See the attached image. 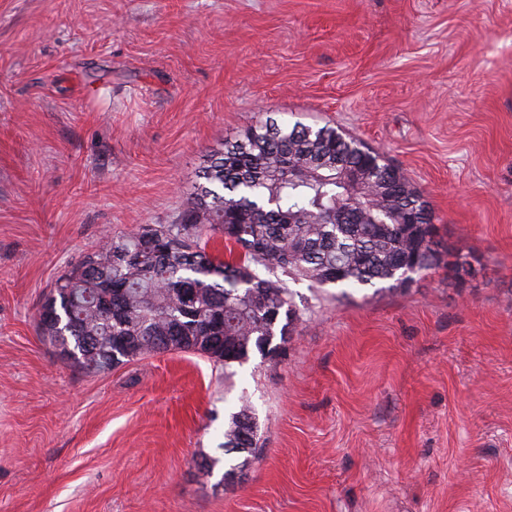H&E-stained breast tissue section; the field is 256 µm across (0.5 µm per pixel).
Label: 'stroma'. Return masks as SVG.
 <instances>
[{
  "instance_id": "1",
  "label": "stroma",
  "mask_w": 512,
  "mask_h": 512,
  "mask_svg": "<svg viewBox=\"0 0 512 512\" xmlns=\"http://www.w3.org/2000/svg\"><path fill=\"white\" fill-rule=\"evenodd\" d=\"M269 117L382 153L469 273L288 281L272 360L63 362L56 280ZM0 512H512V0H0ZM258 425L253 411L247 405L233 413L224 427V455L243 454V460L224 472L223 480L236 475V470L243 472L250 461L256 459L259 446Z\"/></svg>"
}]
</instances>
